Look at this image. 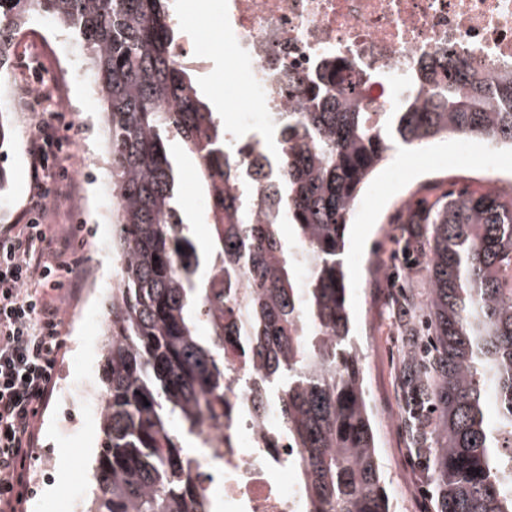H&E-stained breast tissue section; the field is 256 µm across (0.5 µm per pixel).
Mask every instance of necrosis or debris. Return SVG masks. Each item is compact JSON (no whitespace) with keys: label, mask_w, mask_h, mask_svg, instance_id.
I'll list each match as a JSON object with an SVG mask.
<instances>
[{"label":"necrosis or debris","mask_w":512,"mask_h":512,"mask_svg":"<svg viewBox=\"0 0 512 512\" xmlns=\"http://www.w3.org/2000/svg\"><path fill=\"white\" fill-rule=\"evenodd\" d=\"M230 61L226 85L245 83V104L224 126L237 159L230 193L263 221L266 183L257 179L261 143H282L279 118L307 109L304 88L327 63L342 86L362 84L370 112H393L429 57L446 52L481 77L512 72V0H224L218 33ZM254 369L232 363L233 407L223 425L206 424L193 476L223 512H298L302 486L292 449L266 447L275 414L256 419L242 384Z\"/></svg>","instance_id":"obj_1"}]
</instances>
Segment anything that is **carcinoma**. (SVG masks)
Here are the masks:
<instances>
[{
	"label": "carcinoma",
	"mask_w": 512,
	"mask_h": 512,
	"mask_svg": "<svg viewBox=\"0 0 512 512\" xmlns=\"http://www.w3.org/2000/svg\"><path fill=\"white\" fill-rule=\"evenodd\" d=\"M35 14L88 50L118 225L121 276L99 364V484L85 512H208L183 440L198 438L205 419L224 423L230 355L260 370L253 412L277 414L275 441L294 449L304 512H394L352 337L346 230L393 143L458 136L512 149V74L486 80L450 63L431 87L440 69L431 61L397 112L366 111L356 89L323 74L308 88V111L284 113L286 161L268 186L281 216L249 223L226 192L204 251L180 215L168 143L181 141L207 193L229 186L236 169L219 116L193 71L176 64L167 0H0V75ZM280 217L308 243L303 283ZM405 223L427 225L430 284L427 344L410 337L403 362L410 452L436 512H512V197L450 192ZM243 261L249 286L240 289ZM215 265L221 289L207 279Z\"/></svg>",
	"instance_id": "cac0c4a2"
}]
</instances>
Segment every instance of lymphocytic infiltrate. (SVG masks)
I'll list each match as a JSON object with an SVG mask.
<instances>
[{"label": "lymphocytic infiltrate", "mask_w": 512, "mask_h": 512, "mask_svg": "<svg viewBox=\"0 0 512 512\" xmlns=\"http://www.w3.org/2000/svg\"><path fill=\"white\" fill-rule=\"evenodd\" d=\"M62 149L49 128L31 139L32 204L25 223L0 231V512H21L38 409L52 393L61 340L51 294L82 275L79 257L68 245L52 246L44 223L62 197L46 185L47 178L67 176L54 169Z\"/></svg>", "instance_id": "obj_1"}]
</instances>
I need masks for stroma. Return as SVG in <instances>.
Masks as SVG:
<instances>
[{
	"instance_id": "obj_1",
	"label": "stroma",
	"mask_w": 512,
	"mask_h": 512,
	"mask_svg": "<svg viewBox=\"0 0 512 512\" xmlns=\"http://www.w3.org/2000/svg\"><path fill=\"white\" fill-rule=\"evenodd\" d=\"M172 14L178 18L186 36L207 33L222 23L220 0H169ZM42 32L54 43L56 53L44 54L36 38L18 42L13 55L11 75L15 91L23 103L20 112L9 111L8 100L0 106L7 110L11 139L0 151V166L6 169L9 184L0 192V225L21 223L30 204V171L27 147L38 129L50 126L67 144L57 164L69 171L66 198L46 222L54 241L71 240L81 259L83 271L101 270L106 276L120 274V264L112 250V228L107 223L112 196L110 177L102 156L104 143L98 121L100 103L88 76L87 54L78 41L64 28L50 20L40 22ZM200 52L209 56L206 70L197 73L196 88L209 105L226 104L234 108L239 92L224 87V54L200 43ZM65 70L67 84L63 94L73 105V111L61 114L46 108L42 99L30 98L33 80L49 84L57 70ZM172 153L181 170L178 187L180 212L185 223L191 224L199 246H207L209 237L204 230L205 219L198 209L201 193L193 174V161L181 154L178 143H171ZM91 160L84 168L75 167L78 153ZM447 155L430 152L428 147L393 146L386 159L377 167L358 199L354 221L349 226L348 243L343 256L350 286L370 291L369 301L353 300V337L365 370L368 400L372 409L386 410L395 424L391 445L395 460H383V470L390 486L408 484L412 487L409 506L397 507L396 512H434V500L426 481L418 472L408 453L410 441L400 426L402 393L399 382L405 351L404 321L420 325L428 288V252L426 227L422 224H396L392 218L398 202L410 198L420 208L444 199L448 194ZM399 169V178H390L392 169ZM415 254L413 266L404 268L401 286L368 279L367 264L395 257L400 251ZM62 347L55 382L97 380L98 361L83 362L81 372H73L74 355L82 347L80 330L60 326ZM56 399H49L39 410L38 439L33 456L49 455L56 466L34 487V494L25 498L23 512H76L75 497L80 487H94L93 463L99 450V417H80L72 434H62L55 425L52 411Z\"/></svg>"
}]
</instances>
